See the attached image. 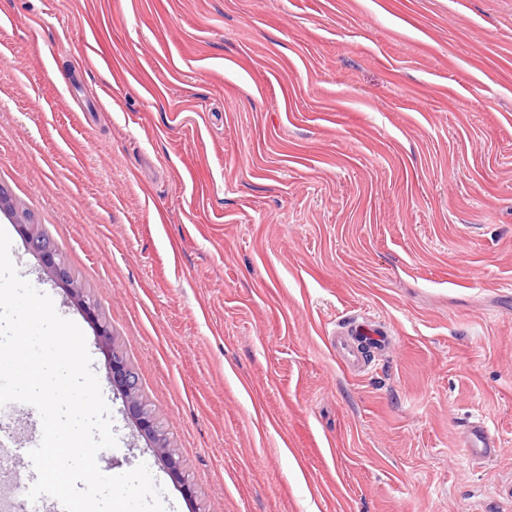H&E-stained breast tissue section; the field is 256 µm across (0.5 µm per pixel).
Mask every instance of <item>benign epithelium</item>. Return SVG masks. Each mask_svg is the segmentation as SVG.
<instances>
[{"label": "benign epithelium", "mask_w": 512, "mask_h": 512, "mask_svg": "<svg viewBox=\"0 0 512 512\" xmlns=\"http://www.w3.org/2000/svg\"><path fill=\"white\" fill-rule=\"evenodd\" d=\"M17 228L28 250L39 259L56 283L66 288L71 296L78 298L83 313L95 322L98 337L107 353L106 369L109 379L122 396L127 414L135 420L139 430L151 440L156 456L168 464L169 472L174 479L182 480V473L170 454L166 437L158 429L152 413L145 408L139 388L132 382V370L124 356L112 349V333L107 326L101 324L97 305L83 296L81 288L73 281L67 265L54 248L37 240L27 225L19 224Z\"/></svg>", "instance_id": "obj_1"}]
</instances>
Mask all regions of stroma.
<instances>
[{
  "mask_svg": "<svg viewBox=\"0 0 512 512\" xmlns=\"http://www.w3.org/2000/svg\"><path fill=\"white\" fill-rule=\"evenodd\" d=\"M0 187L192 492L0 211L85 334L99 469L146 464L165 512H512V0H0ZM355 317L396 338L361 374L328 347ZM468 419L501 455L467 459ZM17 228L28 250L39 259L56 283L66 288L72 297H78L83 313L95 322L98 337L107 353L106 369L109 379L122 396L127 414L135 420L139 430L151 440L156 456L168 464L169 472L174 479L184 483L179 465L170 454L166 437L158 429L152 413L145 408L139 388L132 382V370L124 356L112 349V333L106 325H101L97 305L83 296L81 288L73 281L67 265L54 248L37 240L28 230L27 224H18ZM184 490L191 493L190 487L185 483Z\"/></svg>",
  "mask_w": 512,
  "mask_h": 512,
  "instance_id": "35a3bbf8",
  "label": "stroma"
}]
</instances>
